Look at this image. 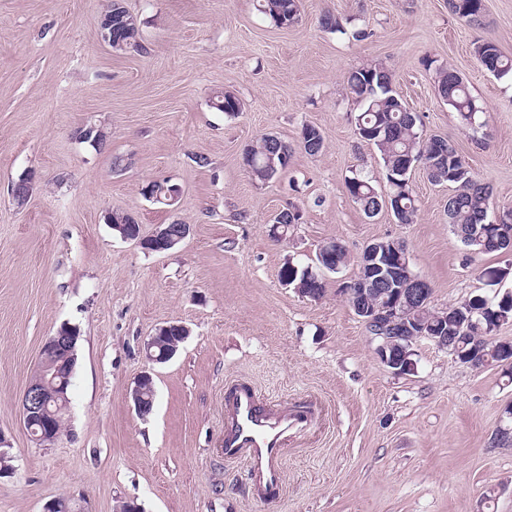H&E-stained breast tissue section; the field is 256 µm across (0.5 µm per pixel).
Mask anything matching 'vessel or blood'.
<instances>
[{
  "label": "vessel or blood",
  "instance_id": "vessel-or-blood-1",
  "mask_svg": "<svg viewBox=\"0 0 512 512\" xmlns=\"http://www.w3.org/2000/svg\"><path fill=\"white\" fill-rule=\"evenodd\" d=\"M314 419L308 405L283 407L261 402L254 388L234 382L224 392V458L244 462L249 491L258 502L279 496L289 436L306 429Z\"/></svg>",
  "mask_w": 512,
  "mask_h": 512
}]
</instances>
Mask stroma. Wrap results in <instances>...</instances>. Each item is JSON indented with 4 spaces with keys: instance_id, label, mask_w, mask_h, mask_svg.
Returning a JSON list of instances; mask_svg holds the SVG:
<instances>
[{
    "instance_id": "1",
    "label": "stroma",
    "mask_w": 512,
    "mask_h": 512,
    "mask_svg": "<svg viewBox=\"0 0 512 512\" xmlns=\"http://www.w3.org/2000/svg\"><path fill=\"white\" fill-rule=\"evenodd\" d=\"M105 3L0 0V447L13 467L0 478V512H44L61 495L88 512H119L125 501L141 512H512V444L497 437L512 372L472 368L422 339L415 373L394 374L345 292L380 238L404 242L432 309L512 292V273L496 286L480 276L512 270V253L475 254L454 234L450 186L413 169L411 224L385 210L367 218L346 190L355 168L386 187L346 84L348 71L376 62L425 130L490 187L491 210L512 208V80L474 54L490 40L512 56V0H484L478 25L447 0H299L286 27L256 0H125L141 20L143 54L102 41ZM327 13L341 30L322 26ZM358 29L364 39L353 38ZM443 66L466 79L482 128H464L438 96ZM216 90L235 94L240 112L211 109ZM89 122L107 134L100 149L74 137ZM306 124L326 138L321 155L297 147ZM266 134L295 151L282 176L262 183L242 153ZM116 155L131 167L113 173ZM27 171L37 179L20 204L11 186ZM157 179L180 187L174 206L144 197ZM291 206L301 222L274 241L273 217ZM108 210L133 213L145 236L175 220L191 231L177 249L150 252L113 233ZM329 241L349 261L326 274L324 295L285 285L287 263L310 265ZM169 322L190 335L172 361L148 366L143 343ZM65 323L81 334L70 403L63 435L43 448L21 399L43 343ZM148 369L156 400L141 417L130 392ZM233 378L319 413L289 443L278 500L254 502L244 463L224 460Z\"/></svg>"
}]
</instances>
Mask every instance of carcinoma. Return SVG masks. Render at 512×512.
I'll list each match as a JSON object with an SVG mask.
<instances>
[{"instance_id": "1", "label": "carcinoma", "mask_w": 512, "mask_h": 512, "mask_svg": "<svg viewBox=\"0 0 512 512\" xmlns=\"http://www.w3.org/2000/svg\"><path fill=\"white\" fill-rule=\"evenodd\" d=\"M448 9L453 14L473 24L481 21L483 0H448ZM257 10L279 27L295 22L298 15V0H257ZM105 11L112 13V28L115 35L130 40L128 50L145 53L146 47L139 41L140 19L125 6V0H107ZM475 54L480 63L492 60L497 69L496 77L512 76V57L502 53L491 41L476 43ZM382 69L378 64H366L351 70L347 76L350 94L361 106L356 116V129L370 130L373 135L365 142L373 145L380 155L386 171L402 166L405 158L422 164L427 178L434 184L455 185V193L448 198V223L461 242L474 253H494L504 250L495 241L502 237V231L512 226V210L489 217L490 188L480 182L465 158L453 146H448V156L436 159L431 156L439 136H427L420 117L412 112L402 98L394 95L391 89L392 75L385 72V83L373 73ZM436 88L439 96L458 114L464 126L475 123L482 108L471 96L463 77L452 67L436 71ZM211 108L226 114L241 110L240 100L230 92L216 91L211 98ZM325 145L323 132L314 125L302 128L298 147L305 153L315 156ZM270 150L265 138L258 139L243 152V164L247 172L259 182L279 178L288 169L294 148L286 141H279L277 151L285 154V160L277 161L272 170L266 169ZM350 196L369 217L377 216L383 208L391 206V214L400 224L414 222L418 208L413 187L410 184L396 183L389 186L394 196L390 204L379 193L373 177L362 169H354L346 180ZM464 316L448 315L429 307L417 309L414 318L429 325L432 330L452 341L455 349L464 356H476L487 365L499 361L505 345L489 339L498 326L499 315L512 313V293L488 300L476 295L456 303ZM182 344L179 332L172 330L158 338L152 351L161 355L170 351L173 345Z\"/></svg>"}]
</instances>
